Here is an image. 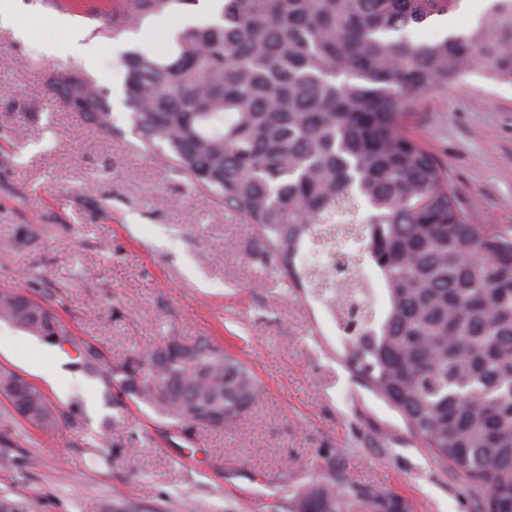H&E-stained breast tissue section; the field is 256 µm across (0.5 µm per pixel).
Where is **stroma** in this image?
Returning a JSON list of instances; mask_svg holds the SVG:
<instances>
[{"instance_id":"35a3bbf8","label":"stroma","mask_w":512,"mask_h":512,"mask_svg":"<svg viewBox=\"0 0 512 512\" xmlns=\"http://www.w3.org/2000/svg\"><path fill=\"white\" fill-rule=\"evenodd\" d=\"M119 4L16 0L14 23H0V288L50 303L113 361L164 337H213L265 394L235 423L187 440L105 386L70 346L0 322V369L42 387L59 420L38 429L0 397V453L19 459L0 470V493L29 499L33 512H100L107 501L135 512H284L336 453L348 483L395 493L407 512H477L464 482L337 358L325 309L256 259L254 227L158 155L131 148L122 54H163L171 32L212 0L95 41L100 16ZM61 19L100 44L93 63L56 52L67 37ZM68 66L104 89L111 131L59 99L52 77ZM409 129L447 164L477 223L512 225V85L475 70L422 100ZM38 346L46 366L63 368L55 385L28 366ZM101 429L111 453L94 441Z\"/></svg>"}]
</instances>
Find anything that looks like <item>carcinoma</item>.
<instances>
[{"label":"carcinoma","mask_w":512,"mask_h":512,"mask_svg":"<svg viewBox=\"0 0 512 512\" xmlns=\"http://www.w3.org/2000/svg\"><path fill=\"white\" fill-rule=\"evenodd\" d=\"M198 0H125L96 30ZM170 36L166 55L122 58L133 146L159 153L256 229L261 262L312 287L306 253L357 240L382 279L385 307L352 299L341 361L385 400L433 457L464 480L480 512H512V228L476 224L448 168L408 131L418 102L485 65L512 85V0H494L461 34L419 44L411 30L460 0H220ZM63 103L104 131L112 107L81 70H62ZM0 321L76 349L157 417L221 428L256 405L257 376L208 336L162 338L110 361L77 341L56 309L0 289ZM0 396L29 424L57 425L50 401L0 371ZM325 476L285 512H405L391 493Z\"/></svg>","instance_id":"carcinoma-1"}]
</instances>
